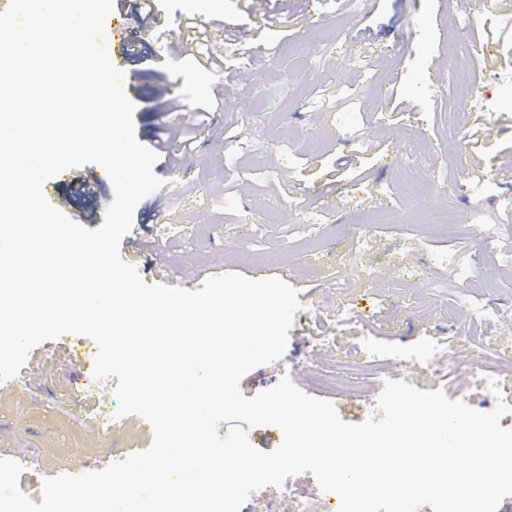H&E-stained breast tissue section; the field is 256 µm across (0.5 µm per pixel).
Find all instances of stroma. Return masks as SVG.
I'll use <instances>...</instances> for the list:
<instances>
[{
	"instance_id": "35a3bbf8",
	"label": "stroma",
	"mask_w": 512,
	"mask_h": 512,
	"mask_svg": "<svg viewBox=\"0 0 512 512\" xmlns=\"http://www.w3.org/2000/svg\"><path fill=\"white\" fill-rule=\"evenodd\" d=\"M273 24L245 0H160L163 20L134 67L135 133L150 144L157 93L210 111L192 154L158 158L162 186L133 214L120 252L146 283L188 290L238 272L286 275L303 308L283 356L250 371L245 397L290 377L331 400L345 422L367 420L385 380L443 390L481 412L512 406V0H267ZM210 24L222 67L181 53L180 18ZM404 112L392 117L388 97ZM95 182L86 228L104 222L113 187L98 166L51 178L48 201L73 203ZM446 211L445 235L426 213ZM498 227L485 238L483 225ZM456 258L459 268L438 263ZM484 307L473 318L461 303ZM383 354L371 365V350ZM441 350L443 363L409 361ZM97 343L67 334L29 353L0 386V458L18 460L20 490L42 501L45 479L100 470L154 439L141 416H118L117 378L96 384ZM498 382L490 391L478 364ZM322 501L312 473L256 491L240 512H298Z\"/></svg>"
}]
</instances>
